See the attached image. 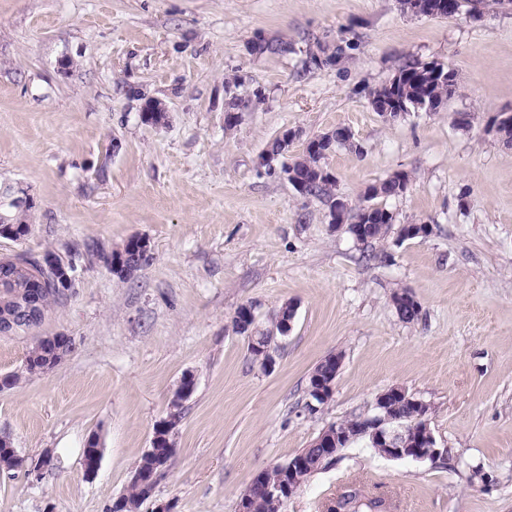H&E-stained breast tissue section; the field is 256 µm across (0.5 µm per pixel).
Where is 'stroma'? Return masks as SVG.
<instances>
[{
  "label": "stroma",
  "mask_w": 512,
  "mask_h": 512,
  "mask_svg": "<svg viewBox=\"0 0 512 512\" xmlns=\"http://www.w3.org/2000/svg\"><path fill=\"white\" fill-rule=\"evenodd\" d=\"M258 40L284 49L252 51ZM338 47L337 64L312 63ZM414 62L453 68L460 88L440 111L385 121L371 93ZM257 88L263 101L227 126L229 98ZM147 98L168 124L142 122ZM508 110L511 8L438 19L400 0H0V182L34 199L30 235L0 238V255L79 257L74 295L37 332L72 336L73 352L0 391V434L27 461L52 452L54 468L0 469V512H107L187 373L175 457L139 512H237L257 471L372 414L394 385L430 404L441 457L350 445L281 512H326L355 488L386 512H512V147L490 127ZM339 126L359 148L327 160L336 196L355 206L407 173L383 204L428 236L357 244L331 228L327 201L260 162L284 129L299 133L294 156ZM132 237L152 251L132 278L85 258ZM400 289L419 320L397 317ZM288 301L297 313L267 371L233 317L251 306L271 330ZM34 335L0 336V375ZM332 352L344 355L332 396L309 411V374ZM403 179H404V181H402V184H401V182L399 184V181L397 179H391L390 177L385 180H382V181L378 182L379 190L376 187H374V190H373L372 185L367 186L363 192V197L367 198L366 199L367 200L366 201L367 211L368 212L372 211V205H370L369 202L372 198V195L374 194V191L376 193L377 192H379V193L371 201H374L378 198L384 199V198L397 197V196L402 195L407 190L406 184L409 181L408 174L405 173L403 175Z\"/></svg>",
  "instance_id": "stroma-1"
}]
</instances>
